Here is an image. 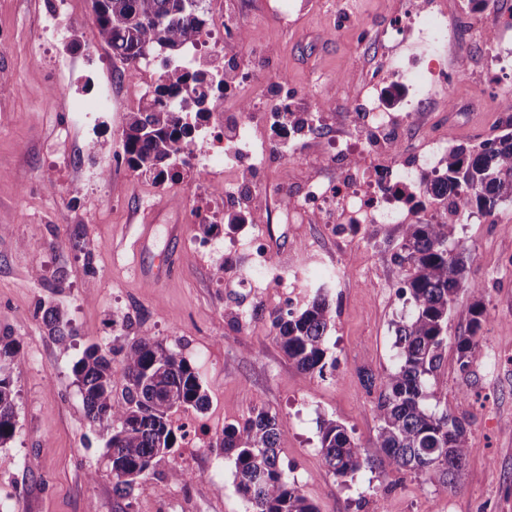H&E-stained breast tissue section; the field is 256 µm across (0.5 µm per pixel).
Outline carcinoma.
Masks as SVG:
<instances>
[{
    "label": "carcinoma",
    "instance_id": "1",
    "mask_svg": "<svg viewBox=\"0 0 512 512\" xmlns=\"http://www.w3.org/2000/svg\"><path fill=\"white\" fill-rule=\"evenodd\" d=\"M204 0H93L94 25L101 42L120 51L122 61L146 57L156 47L178 51L208 26ZM201 73L172 70L147 94L143 107L127 113L121 149L128 166L162 180L176 176L177 160L194 150L186 110L168 107ZM416 193L438 211L436 222L416 219L402 225L393 258L401 273L400 293L411 312L395 322L396 368L379 383L375 412L378 447L401 469L434 475L446 486L463 469L472 448L463 420L441 414L426 403L424 382L438 369L448 331V315L460 292L474 298L467 334L457 337L462 367L482 329V286L467 279L471 256L455 238V226L474 212L489 213L512 199V132L479 149L448 151L441 175L423 180ZM57 342L68 347L69 331L59 307L44 312ZM271 323L288 360L300 370L325 377L336 368L327 337L336 323L323 289L301 308L271 314ZM120 359H115V355ZM23 355L15 340L0 336V445L15 435L16 411L8 366ZM90 424L107 437L113 491L130 495L137 481L177 442L172 417L181 410H203L208 396L193 366L151 336H134L119 350L88 347L72 367ZM122 386L121 397L115 396ZM282 443L276 416L259 411L224 427L215 447L233 455L234 482L250 512H317L280 466ZM320 452L329 470L343 481L366 461L363 448L334 420L321 427Z\"/></svg>",
    "mask_w": 512,
    "mask_h": 512
}]
</instances>
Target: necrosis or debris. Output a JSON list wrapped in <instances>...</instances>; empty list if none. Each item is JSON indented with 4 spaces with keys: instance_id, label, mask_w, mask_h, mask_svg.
<instances>
[{
    "instance_id": "1",
    "label": "necrosis or debris",
    "mask_w": 512,
    "mask_h": 512,
    "mask_svg": "<svg viewBox=\"0 0 512 512\" xmlns=\"http://www.w3.org/2000/svg\"><path fill=\"white\" fill-rule=\"evenodd\" d=\"M395 26L411 27L421 48V65L410 68L401 60L395 66L397 84L407 99L406 112L398 120H391L390 107L380 90H372L363 97L355 115L357 138L337 142L335 151L327 157L331 163H347L344 179L333 189L314 183L301 185L295 193V215L325 213L334 224H407L420 215V208L408 204L407 196L421 174H437L448 152V128L441 125L430 130L424 148L417 152L405 151L402 134L417 128L425 110L427 88L448 80V71L441 64L448 44V25L441 12L415 5ZM239 31L238 19L218 20L197 41L188 44L179 60L145 57L133 63L134 68L155 69L162 74L176 67L206 75L205 82L186 89L187 94L207 96L210 105L206 118L194 122L196 147L182 156V168L201 172L221 167L228 173L258 168L274 156L284 155L286 148L320 128L315 114L309 116L305 126L289 125L293 96L282 88L253 101L251 118L237 119L231 125L225 122L227 100L217 92L220 85L228 82L224 79L221 48L224 42L236 39ZM254 80L251 71L237 69L228 83L239 88L252 85ZM257 123L270 129L271 138L261 142L253 138L251 130ZM356 158L374 167V179L364 180L359 166L352 164ZM278 221L275 215L265 218L260 232L238 242L248 260L245 280L249 287L260 288L281 277L269 247L273 226Z\"/></svg>"
}]
</instances>
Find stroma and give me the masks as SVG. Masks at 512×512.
<instances>
[{"label": "stroma", "instance_id": "35a3bbf8", "mask_svg": "<svg viewBox=\"0 0 512 512\" xmlns=\"http://www.w3.org/2000/svg\"><path fill=\"white\" fill-rule=\"evenodd\" d=\"M431 2L448 17L451 78L428 90L422 121H447L451 146L477 147L506 133L512 80L485 79L489 13L468 11L467 0ZM292 3L284 18L267 14V0L206 5L215 17H238L248 33L225 56L257 76L236 99L283 84L296 92L295 112L322 117L323 133L305 138L286 161L250 173L265 209L282 213L293 207L292 187L341 182L342 172L323 157L334 137H354L352 114L370 79L393 88L392 56L378 57L377 46L403 54L391 28L409 0ZM54 15L60 35L50 44L44 33ZM113 64L111 48L96 38L91 0H0V336L15 339L24 355L12 370L16 434L0 447V512H249L233 463L214 442L225 425L260 410L276 416L280 465L318 512H512V200L499 202L492 218L456 227L472 257L468 277L483 285L485 322L461 367L456 341L473 302L461 292L441 364L425 381L428 405L463 419L472 448L446 487L397 468L376 446L378 391L368 381L396 367L393 324L409 312L394 296L400 225L338 229L316 214L280 224L272 248L284 280L242 289L247 262L235 230L216 225L213 254L190 250L201 237L198 213L213 198L206 177L186 171L160 189L113 167L127 113L158 78L153 71L117 76ZM107 86L111 111L79 117L76 100ZM148 222L141 249L136 241ZM168 251L175 258L168 280L146 283L140 268ZM329 272L336 325L327 346L336 370L322 379L288 361L269 315L287 299L304 303ZM48 300L70 325L69 348L46 326ZM141 335L197 366L208 405L192 415L195 449L173 448L124 499L112 491L105 438L88 420L72 366L90 344L118 348ZM327 420L365 450L364 466L344 483L320 453ZM92 472L99 475L93 484Z\"/></svg>", "mask_w": 512, "mask_h": 512}]
</instances>
